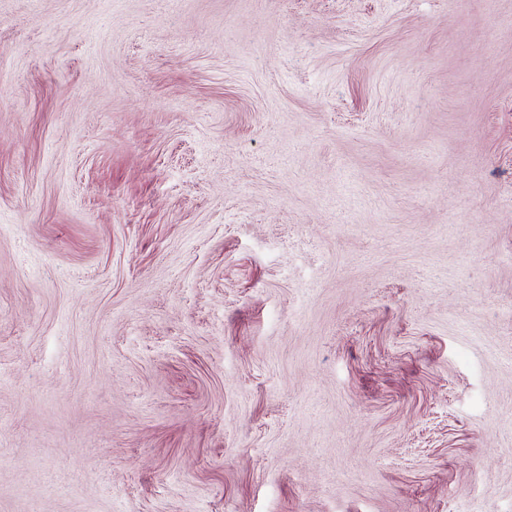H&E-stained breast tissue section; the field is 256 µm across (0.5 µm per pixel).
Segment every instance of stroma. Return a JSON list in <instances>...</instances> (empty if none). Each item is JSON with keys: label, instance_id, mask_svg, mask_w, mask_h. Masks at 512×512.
Masks as SVG:
<instances>
[{"label": "stroma", "instance_id": "1", "mask_svg": "<svg viewBox=\"0 0 512 512\" xmlns=\"http://www.w3.org/2000/svg\"><path fill=\"white\" fill-rule=\"evenodd\" d=\"M0 512H512V0H0Z\"/></svg>", "mask_w": 512, "mask_h": 512}]
</instances>
